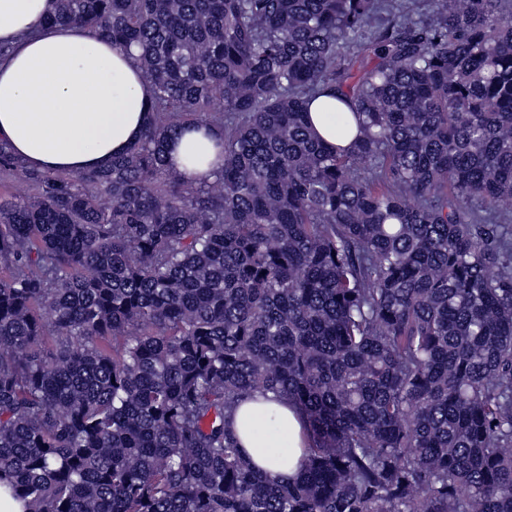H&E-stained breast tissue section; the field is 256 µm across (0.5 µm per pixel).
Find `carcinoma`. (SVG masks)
<instances>
[{
  "label": "carcinoma",
  "mask_w": 512,
  "mask_h": 512,
  "mask_svg": "<svg viewBox=\"0 0 512 512\" xmlns=\"http://www.w3.org/2000/svg\"><path fill=\"white\" fill-rule=\"evenodd\" d=\"M151 122L78 175L0 142V481L28 512H512V0H55ZM374 64L354 73V54ZM348 148L311 133L309 101ZM198 184L166 143L194 124ZM303 416L295 481L236 407ZM218 138L209 128L198 131L191 128L181 138L169 141L167 162L172 170L192 183L210 179L223 163V156L215 147ZM192 157L198 161L190 162ZM265 409L275 413L279 425L278 432L271 436L265 430ZM234 424L241 445L247 456L268 476L284 483L295 477L299 461L305 448V430L297 409L283 402H250L239 406L234 415ZM287 443L290 460L288 465L280 463L272 456L270 448H282L278 442Z\"/></svg>",
  "instance_id": "obj_1"
}]
</instances>
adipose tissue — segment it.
Returning a JSON list of instances; mask_svg holds the SVG:
<instances>
[{
  "mask_svg": "<svg viewBox=\"0 0 512 512\" xmlns=\"http://www.w3.org/2000/svg\"><path fill=\"white\" fill-rule=\"evenodd\" d=\"M54 0H0V141L26 166L79 174L104 169L143 135L152 90L134 52L113 48L94 31L50 26ZM208 128L190 130L167 147L172 170L193 183L210 179L223 156ZM279 430L268 435L265 410ZM234 424L252 461L273 479L295 477L305 446L297 409L287 402L239 406Z\"/></svg>",
  "mask_w": 512,
  "mask_h": 512,
  "instance_id": "ef3b65f1",
  "label": "adipose tissue"
}]
</instances>
